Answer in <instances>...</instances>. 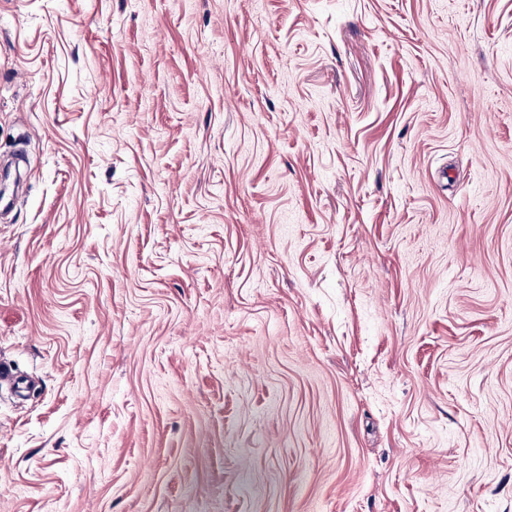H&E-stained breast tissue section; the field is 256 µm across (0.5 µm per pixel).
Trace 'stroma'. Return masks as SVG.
<instances>
[{
  "label": "stroma",
  "instance_id": "1",
  "mask_svg": "<svg viewBox=\"0 0 512 512\" xmlns=\"http://www.w3.org/2000/svg\"><path fill=\"white\" fill-rule=\"evenodd\" d=\"M0 512H512V0H0Z\"/></svg>",
  "mask_w": 512,
  "mask_h": 512
}]
</instances>
